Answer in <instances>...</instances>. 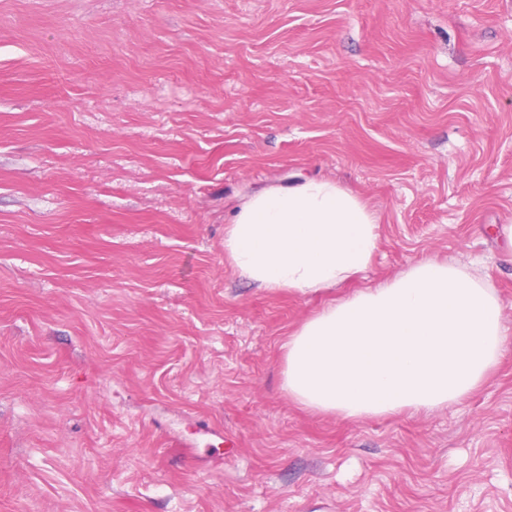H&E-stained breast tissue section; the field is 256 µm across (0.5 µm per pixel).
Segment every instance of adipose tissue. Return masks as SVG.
<instances>
[{"label": "adipose tissue", "mask_w": 512, "mask_h": 512, "mask_svg": "<svg viewBox=\"0 0 512 512\" xmlns=\"http://www.w3.org/2000/svg\"><path fill=\"white\" fill-rule=\"evenodd\" d=\"M378 218L324 177L270 186L224 228V256L258 287L305 295L366 270ZM506 351L501 305L471 272L421 260L388 284L328 304L285 344L283 389L298 407L357 421L462 401Z\"/></svg>", "instance_id": "ef3b65f1"}]
</instances>
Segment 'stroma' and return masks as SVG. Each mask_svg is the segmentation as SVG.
I'll return each instance as SVG.
<instances>
[{
  "mask_svg": "<svg viewBox=\"0 0 512 512\" xmlns=\"http://www.w3.org/2000/svg\"><path fill=\"white\" fill-rule=\"evenodd\" d=\"M336 180L369 269L241 278L250 193ZM512 0H0V512H512ZM479 262L507 353L420 414L311 415L283 345Z\"/></svg>",
  "mask_w": 512,
  "mask_h": 512,
  "instance_id": "stroma-1",
  "label": "stroma"
}]
</instances>
